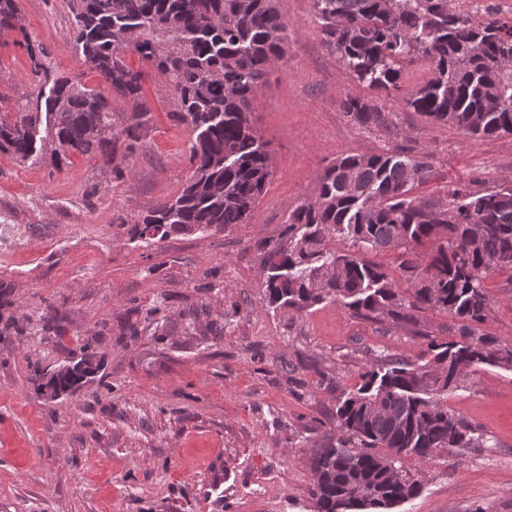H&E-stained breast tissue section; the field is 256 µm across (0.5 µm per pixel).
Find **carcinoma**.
I'll return each instance as SVG.
<instances>
[{
  "label": "carcinoma",
  "instance_id": "cac0c4a2",
  "mask_svg": "<svg viewBox=\"0 0 512 512\" xmlns=\"http://www.w3.org/2000/svg\"><path fill=\"white\" fill-rule=\"evenodd\" d=\"M72 40L112 92L132 102L114 112L100 91L46 66L47 47L18 24L17 0H0V32L14 30L30 67L50 86L0 113V152L19 163L59 166L68 155H100L117 179L116 158H134L152 120L140 101L145 73L130 68L133 52L170 81L178 123L189 130L192 172L181 193L129 225L148 243L152 225L172 233L225 231L243 224L271 177L267 143L249 119L269 69L283 59L287 23L278 0H67ZM319 33L349 75L367 88L403 97L406 106L466 134L512 135V19L476 24L449 0H313ZM430 61L432 76L402 92L404 66ZM356 124L389 120L373 101L346 96ZM425 153L343 154L316 178L313 193L288 211L275 238L256 243L268 305L291 316L323 303L377 322L417 325V313L440 310L457 339H430L424 363L382 350L359 373L360 383L336 399V431L313 450L310 489L316 512H388L414 496L419 481L406 458L428 459L439 448H480L483 435L448 409V393L482 365L512 370V345L480 328L490 310L485 286L495 271L512 273V188L456 186L448 203L415 198L431 177ZM388 253L390 266L369 258ZM409 288L401 290L399 281ZM58 308L45 304L40 330L56 328ZM100 369L93 351L32 381L54 399L71 394Z\"/></svg>",
  "mask_w": 512,
  "mask_h": 512
}]
</instances>
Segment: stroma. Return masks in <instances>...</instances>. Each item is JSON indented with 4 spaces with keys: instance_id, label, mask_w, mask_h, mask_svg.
Segmentation results:
<instances>
[{
    "instance_id": "obj_1",
    "label": "stroma",
    "mask_w": 512,
    "mask_h": 512,
    "mask_svg": "<svg viewBox=\"0 0 512 512\" xmlns=\"http://www.w3.org/2000/svg\"><path fill=\"white\" fill-rule=\"evenodd\" d=\"M32 40L51 48L58 75L99 87L113 111H130L72 43L67 0H19ZM288 49L251 106L270 150L272 177L248 223L144 243L114 221L142 219L176 196L191 170L189 132L174 114L170 82L147 76L153 121L117 180L102 159L72 155L20 164L0 153V318L23 335L0 338V512H314L310 456L324 441L336 397L358 382L368 351L416 359L428 338L452 340L439 310L417 326L363 319L335 304L290 318L264 297L254 244L277 237L289 209L341 154L429 153L418 198L447 201L449 187L512 185V136L478 137L375 96L388 124L351 121L340 102L369 89L322 43L313 0H279ZM16 33L0 34V112L40 84ZM217 271L212 289L206 273ZM484 329L512 345V277L493 273ZM60 334H28L42 301ZM162 302L158 323L143 310ZM137 324L130 335L128 324ZM223 336L209 335V325ZM92 345L102 367L75 394L47 399L33 367L54 368ZM448 406L487 439L437 451L407 467L420 494L391 512H512V370L483 366Z\"/></svg>"
}]
</instances>
